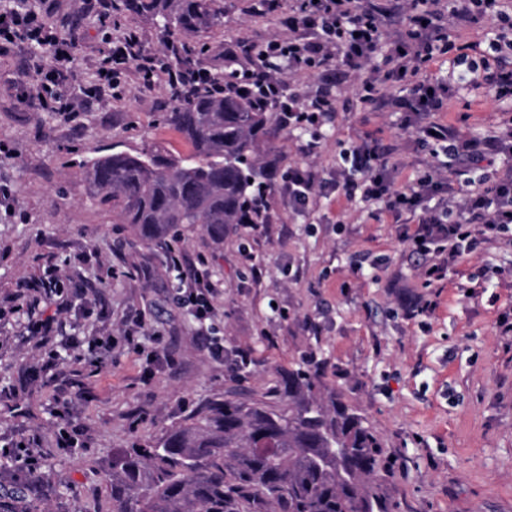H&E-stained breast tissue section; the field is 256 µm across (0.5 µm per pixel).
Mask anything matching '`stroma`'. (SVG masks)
Here are the masks:
<instances>
[{
	"instance_id": "1",
	"label": "stroma",
	"mask_w": 512,
	"mask_h": 512,
	"mask_svg": "<svg viewBox=\"0 0 512 512\" xmlns=\"http://www.w3.org/2000/svg\"><path fill=\"white\" fill-rule=\"evenodd\" d=\"M29 3L72 43L86 78L127 29L149 55L160 47L155 21L103 18L81 0ZM248 5L236 0L225 25L203 34L209 71L223 73L225 44L287 35V10L259 17ZM45 60L23 45L0 55V484L41 478L16 512H108L114 451L160 437L204 400L263 394L310 353L322 363L319 398L365 416L392 457L397 512H512V332L504 329L512 323V232L482 243L430 288L405 239L415 222L370 219L359 201L332 192L298 213L280 190L289 168L307 163L332 178L341 151L369 134L390 151L394 189L433 164L404 113L360 111L354 94L366 70L292 81L307 95L333 81L337 114L312 156L300 150L303 130L275 141L270 223L239 225L220 247L200 229L185 231V254L204 258L221 289L204 324L173 301L167 241L132 245L127 225L92 198L81 167L113 144L189 154L160 121L167 86L113 89L107 107L82 103L66 121L20 97ZM503 117L484 88L461 90L442 115L471 136ZM45 278L75 299L51 335L35 336L30 311L47 298L36 294L27 305L15 296ZM416 306L422 318H409ZM140 312L148 328L127 343L129 318ZM156 333L173 368L148 359ZM213 339L223 358L209 353ZM239 350L251 355L243 369ZM73 379L85 393L65 423L58 397ZM68 435L77 444L65 443Z\"/></svg>"
}]
</instances>
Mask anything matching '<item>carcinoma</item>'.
<instances>
[{"instance_id": "obj_1", "label": "carcinoma", "mask_w": 512, "mask_h": 512, "mask_svg": "<svg viewBox=\"0 0 512 512\" xmlns=\"http://www.w3.org/2000/svg\"><path fill=\"white\" fill-rule=\"evenodd\" d=\"M162 23L166 65L185 73L162 122L191 146L186 156L154 145L108 149L83 169L93 197L136 241L182 240L198 227L214 244L241 224L270 220L268 153L281 131L265 101L269 70L226 61L224 89L198 86L194 35L224 25L231 0H121ZM318 370H288L273 398L210 399L156 442L112 457L111 512H396L380 437L340 400L316 397Z\"/></svg>"}]
</instances>
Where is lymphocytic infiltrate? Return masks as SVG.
<instances>
[{
	"label": "lymphocytic infiltrate",
	"instance_id": "obj_1",
	"mask_svg": "<svg viewBox=\"0 0 512 512\" xmlns=\"http://www.w3.org/2000/svg\"><path fill=\"white\" fill-rule=\"evenodd\" d=\"M409 7L410 14L395 16L380 0H291L287 38L269 40L257 58L286 61L292 73L315 74L371 66L376 54H383L384 68H373L357 88L359 103L367 112L382 101L393 111L412 114L418 142L431 146L444 162L419 170L406 189L395 191L384 150L365 141L342 152L334 187L337 194L360 197L372 218L417 215L418 227L408 240L414 253L439 255V262L426 269L429 278L439 280L448 264L512 225V123L493 135L463 138L431 118L444 111L445 99L462 82L481 88L487 71L493 74L496 99H512V40L505 33L512 28V0H410ZM481 20L489 24L481 39L462 41L461 29ZM19 43L50 52L49 62L25 85L24 98L46 112L72 111L73 103L49 94L50 87L81 80L71 43L39 14L15 9L0 18V54ZM140 44L133 30L113 44L108 65L99 68L84 95L108 103L118 74L131 63L144 87L173 84L175 71L156 70ZM391 85L400 86V93L385 95ZM331 110L328 96L305 103L291 93L282 99L280 122L316 132ZM502 158L507 167L496 168ZM475 171L479 180H470Z\"/></svg>",
	"mask_w": 512,
	"mask_h": 512
}]
</instances>
